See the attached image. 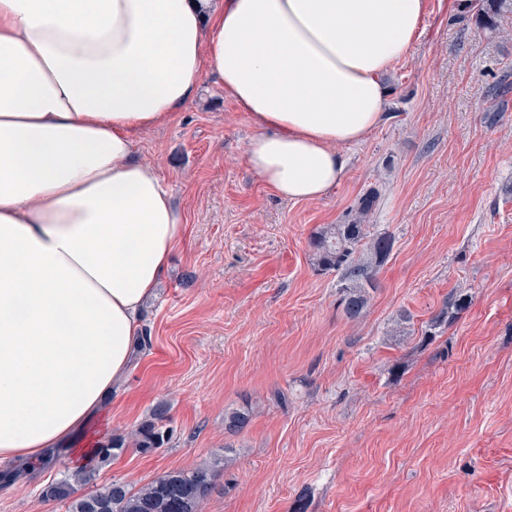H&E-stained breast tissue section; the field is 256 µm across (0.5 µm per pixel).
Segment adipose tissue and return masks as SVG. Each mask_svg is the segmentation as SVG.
<instances>
[{
	"label": "adipose tissue",
	"instance_id": "1",
	"mask_svg": "<svg viewBox=\"0 0 512 512\" xmlns=\"http://www.w3.org/2000/svg\"><path fill=\"white\" fill-rule=\"evenodd\" d=\"M425 0H0V467L70 446L126 375L185 224L137 135L205 77L280 198L343 179Z\"/></svg>",
	"mask_w": 512,
	"mask_h": 512
}]
</instances>
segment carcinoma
I'll return each mask as SVG.
<instances>
[{
	"mask_svg": "<svg viewBox=\"0 0 512 512\" xmlns=\"http://www.w3.org/2000/svg\"><path fill=\"white\" fill-rule=\"evenodd\" d=\"M467 8L476 22L491 28L499 15L512 13V0H467ZM378 199L379 194L370 191L359 202L355 220L348 224H329L311 240L318 268L337 273L341 305L346 317L352 320L367 308L369 290L375 288L377 268L392 250L391 236L381 233L371 238L368 225L364 224ZM470 304L467 295L450 296L432 316L429 327L440 326ZM165 414L164 407H157L152 419L131 432L130 442L139 452H153L168 443L171 430L163 425ZM222 469L224 459L215 458L192 469L169 471L138 489L113 481L83 495L77 494L76 485L93 481L94 471L64 473L46 484L40 497L65 504L66 512H201V505Z\"/></svg>",
	"mask_w": 512,
	"mask_h": 512,
	"instance_id": "1",
	"label": "carcinoma"
}]
</instances>
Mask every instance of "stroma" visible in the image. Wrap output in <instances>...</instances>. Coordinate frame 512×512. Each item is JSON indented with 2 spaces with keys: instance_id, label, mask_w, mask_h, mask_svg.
<instances>
[{
  "instance_id": "35a3bbf8",
  "label": "stroma",
  "mask_w": 512,
  "mask_h": 512,
  "mask_svg": "<svg viewBox=\"0 0 512 512\" xmlns=\"http://www.w3.org/2000/svg\"><path fill=\"white\" fill-rule=\"evenodd\" d=\"M512 13L481 28L459 0H426L420 36L385 82L387 118L344 146L325 198H278L248 167L257 127L212 80L141 132L186 232L144 310L146 340L86 429L111 442L168 407L173 435L128 448L95 486L133 487L220 457L202 512H512ZM378 190L368 231L391 254L363 315L345 317L311 237ZM471 306L425 330L455 293ZM248 417L235 433L224 418ZM65 454L0 512H65L41 488Z\"/></svg>"
}]
</instances>
